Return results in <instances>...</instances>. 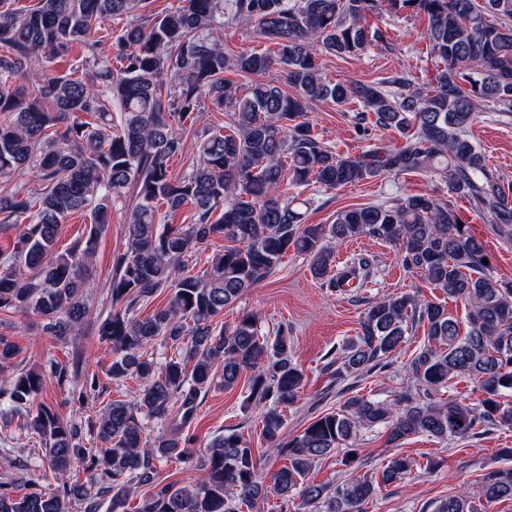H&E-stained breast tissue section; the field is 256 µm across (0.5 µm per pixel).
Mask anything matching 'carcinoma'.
<instances>
[{
  "instance_id": "carcinoma-1",
  "label": "carcinoma",
  "mask_w": 512,
  "mask_h": 512,
  "mask_svg": "<svg viewBox=\"0 0 512 512\" xmlns=\"http://www.w3.org/2000/svg\"><path fill=\"white\" fill-rule=\"evenodd\" d=\"M143 0H37L30 9L0 0V234L15 233L0 250V311H22L62 337L88 321L112 347L108 374L139 381L133 400L109 403L95 424L97 448L82 447V423L41 402L44 385L83 377L77 400L96 390V373L76 360L49 358L40 368L17 370L16 345L0 336V400L21 419L19 431L45 446L52 490L15 498L0 483V512H130L138 486L153 492L136 512H237L273 495L298 493L323 512H363L387 485L410 474L403 457L388 460L377 478L349 473L329 486L305 483L312 466L339 448L354 446L365 429L385 426L393 444L416 435L467 439L486 428L512 430V281L484 272L482 241L460 225L451 200L407 195L391 203L341 211L334 223L306 224L298 200L310 186L336 189L408 172H435L448 192L469 198L492 224L512 225V199L466 136L477 103L512 108V0H184L162 14H146ZM396 16L425 15L430 53L441 61L433 84L415 87L402 74L386 87L361 81L333 83L317 52L356 58L376 40L368 17L382 9ZM127 21L104 50L91 40L106 20ZM226 24H241L273 49L230 56L221 43ZM75 44L87 47L82 69L91 79L60 74L51 63ZM276 68L282 80L252 81L237 95L224 73L256 76ZM285 82L292 92L283 90ZM208 97L227 109L225 131L196 136L195 161L179 178L170 160L201 119ZM358 107L355 127L371 118L404 140L375 144L359 154L338 153L312 134L307 110L315 102ZM121 115L112 125V105ZM86 114L89 121H78ZM26 175L38 181L32 190ZM131 187L127 244L113 260L111 310L93 317L86 288L88 266L112 197ZM296 193L288 195V190ZM194 207L193 223H163L161 210ZM90 210L85 236L62 252L61 224ZM369 236L394 245L402 267L420 274L467 306L466 331L445 305L393 294L368 306L355 339L342 349L336 379L359 377L401 350L408 326L422 325L427 343L408 366L412 385L393 402L353 395L284 441L283 409L294 404L304 372L294 362L293 340L261 333L244 315L215 327L224 309L272 273L288 251L309 259L312 274L341 288L363 286V261L336 268L329 243ZM214 238L224 239L202 275L182 276L185 258ZM31 271L20 277L21 269ZM167 303L147 317L136 305L163 289ZM181 346L162 363L148 354L157 340ZM193 363L192 370L187 364ZM221 368L224 388L251 373V396L261 434L288 460L262 481L256 449L226 434L193 456L177 434L191 422L195 401ZM460 377L476 382V407L441 398ZM171 425L148 446L143 423ZM176 457L194 464L196 480L179 486L159 479L157 462ZM88 480L70 481L75 460ZM483 506L512 502V468L483 475ZM437 512H478L464 489Z\"/></svg>"
}]
</instances>
